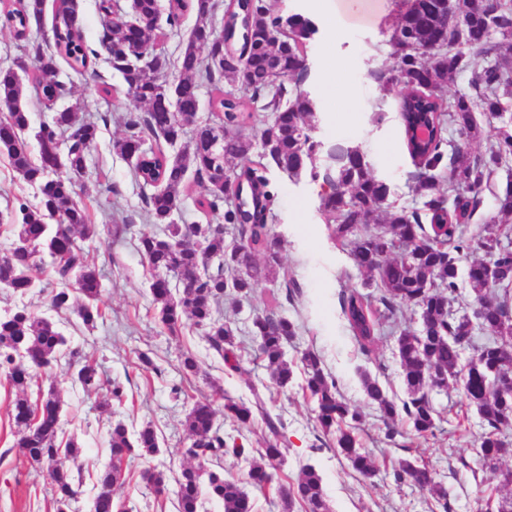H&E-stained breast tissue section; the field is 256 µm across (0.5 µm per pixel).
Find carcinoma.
I'll use <instances>...</instances> for the list:
<instances>
[{
  "label": "carcinoma",
  "mask_w": 512,
  "mask_h": 512,
  "mask_svg": "<svg viewBox=\"0 0 512 512\" xmlns=\"http://www.w3.org/2000/svg\"><path fill=\"white\" fill-rule=\"evenodd\" d=\"M188 4L196 12L197 23L175 64L180 112L163 105L167 91L153 72L160 57L156 35L147 32L138 50L132 52L126 29L102 24L101 42L112 53V68L128 91L146 105L145 111L126 116L129 135L115 141L114 149L129 156L145 131L167 142L180 140L185 126L194 122L192 109L199 103L203 83L217 87L226 78L237 83V91H222L212 101L219 121L197 127L181 155L171 160L164 152L151 150L135 164L139 181L154 188L145 197L146 219L161 226L160 233L145 232L139 240L141 256L153 271L152 294L162 304L159 320L171 333L181 328L183 319L193 320L209 348L230 370L237 371V329L231 321L215 317L220 302L226 296L250 294L259 278L269 275L282 276L291 292L299 291L297 282L288 279V271L281 270L278 239L271 227L275 192L270 173L278 169L299 174L317 148L309 124L315 103L300 88L308 67H292L294 57L307 58L317 28L301 14L284 18L266 5L257 10L250 3H238L234 10H224V38L238 43L234 32L237 18L243 14L242 8H248L249 53L243 65L226 66L224 59L216 57L220 50L210 42L213 28L209 19L217 0H169L171 23H178ZM45 7L46 0H26L24 16L19 18L13 11L0 13V26L16 39L25 40L32 26L42 24ZM76 14L74 0H56L54 52L47 55L41 47H34L41 72L39 85L48 107L64 93V87L54 80L56 58L77 71L88 69L95 57ZM497 35L512 43V0H496L494 5L488 0H463L458 12L446 0H412L390 39L398 80L386 82L383 89L389 92L395 85L400 87L399 118L405 147L416 167L414 190L421 206H397L389 199L387 184L371 174L363 154L350 149L343 154L336 176L323 177L320 211L332 240L346 249L354 267L371 276L363 284L368 292L350 289L339 296L342 318L360 353L370 355L383 322L394 318L402 307H416L420 312L417 325L396 338V356L407 393L402 404L391 399L370 373L359 372L368 403L389 424L387 436L396 434L391 424L400 417L415 434H434L440 415L433 394L458 387L483 423L477 440L478 463L498 479L496 512H512V469L502 467L504 457L512 455L506 433L512 429V391L497 387L500 377L512 376V238L499 228L473 231L468 225L484 186L503 163L512 160V129L506 125L484 154L473 157L468 151L470 141L481 136L474 123V109L479 106L501 116L512 107V76L495 60L483 65L471 62V58L486 57L497 49ZM203 47L209 48V54L201 55ZM467 71L476 98L446 96L448 77ZM22 97V84L15 73L0 71V107L7 111V117L0 120V155L38 190V203H20V218L11 222L15 240L10 253L0 258V288L26 296L40 287L33 271L47 268L65 284L53 293L52 307L57 311L75 307L83 324L92 327L102 316L97 305L101 276L76 238L96 236L98 225L91 222L86 206L74 198L71 181L51 176L46 163L54 158L62 145L60 136L66 132L64 167L73 176H81L99 127L70 108L58 111L49 129L33 134L38 147L35 158L25 138L30 119ZM259 101L272 113V119L251 138L231 134L232 128L243 126L250 118L249 105ZM446 120L458 127L462 142L448 143ZM426 125L435 135L423 140L416 131ZM190 171L198 181L209 183L208 193L196 204L212 213L219 211L226 199L221 185L224 173L233 175L242 187L243 198L224 211V224L171 223L181 208L179 188ZM497 208L504 223L512 222V185L497 196ZM375 220L380 228L371 232L368 224ZM226 224L244 229L250 253L262 257L264 265L254 263L246 272L239 269L233 251L224 247ZM480 251L497 257L494 276H488L478 260L461 269L462 261ZM462 270L477 304L478 327L491 335L481 344L474 341L476 326L470 318L454 310ZM171 271L179 276L181 287L176 290L166 278ZM371 287L377 293L370 292ZM297 330L294 321L272 312L252 320L258 354L266 361L273 383L287 387L295 367H300L303 390L315 404L318 426L322 432L336 435V452L351 469L370 479L375 475L374 461L354 435L360 414L340 394L322 356L308 349L298 365L285 357L284 345ZM467 345L473 347L474 354L463 364L461 352ZM66 355L73 358L75 351L67 350L65 337L51 319L26 305L0 313V372L18 390L10 410L16 428L13 447L31 465L47 471L56 512H65L81 494V480L61 462L63 455L76 457L79 444L73 437L63 445L57 442L62 427L58 393L50 390L33 400L27 389L37 371ZM73 382L86 391L99 387L96 365L87 360L78 363ZM255 407L262 408L258 395L252 406L225 402L224 413L247 425ZM216 415L215 399L203 396L194 401L185 417L184 427L191 438L185 455L191 464L182 469L177 481V512H199L205 496L222 501L224 512H254L255 503L246 486L263 491L273 483L271 469L282 457L280 422L265 415L269 438L257 460L244 448H227L224 433L215 424ZM108 445L110 463L98 477L94 512H125L123 503L114 498L123 463L158 452V436L150 426L132 434L119 421L108 431ZM228 451L248 464L246 482L209 467ZM394 478L398 483L412 480L430 494L442 512H448V489L432 470L402 460ZM140 479L158 495L166 489L164 472L155 468L141 471ZM279 493L283 512H292L296 503L304 512H329L322 476L311 465L303 466L298 480L280 487Z\"/></svg>",
  "instance_id": "cac0c4a2"
}]
</instances>
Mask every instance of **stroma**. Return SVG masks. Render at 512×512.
<instances>
[{
  "label": "stroma",
  "instance_id": "obj_1",
  "mask_svg": "<svg viewBox=\"0 0 512 512\" xmlns=\"http://www.w3.org/2000/svg\"><path fill=\"white\" fill-rule=\"evenodd\" d=\"M409 3L365 0L363 12L351 15L344 9V0H273L279 14L304 15L318 28L307 54L309 75L302 84L316 103L311 135L319 144L318 170L338 169L334 153L359 149L372 174L389 185L392 201L412 207L417 202L412 190L415 166L403 141L398 95L384 92L375 78L379 72H394L389 40ZM77 4L78 20L97 60L93 68L80 73L66 63L58 64L57 79L66 92L55 109L78 108L80 117L99 124L87 168L83 176L73 179L72 189L100 229L98 237L83 241L82 246L102 276L98 302L102 317L89 329L76 311H54L50 298L57 283L46 270L37 273L43 292L21 298L0 289V311L24 304L52 319L70 348L98 367L102 382L98 390L87 393L75 385L72 368L62 360L42 373L36 387L28 391L32 397L51 388L60 393L63 432L76 436L81 445L82 493L68 512H93L97 472L110 460L107 431L118 421L132 433L152 426L160 450L127 461L128 478L116 488V496L126 502L129 512H175L181 450L188 443L185 414L194 397L212 394L217 387L238 402L249 401L255 388L261 394H273L266 407L283 423V463L277 476L289 483L297 479L303 465H315L324 478L330 512H430L433 501L427 492L394 480L393 471L404 459L430 464L448 489L451 512H488V496L496 479L470 468L476 460L474 440L482 423L459 391L437 396L441 421L436 434L427 437L415 436L402 422L398 435L387 439V425L367 403L358 376L362 369L378 379L395 401L407 397L395 353L396 329H384L370 356L359 352L341 317L338 297L341 291L361 287L365 277L331 241L319 212V184L309 171L297 176L277 170L271 174L277 190L272 230L280 242L282 265L299 282L300 295L287 299L281 281L263 279L249 297L237 304L224 300L216 312L240 330L239 372L225 374L222 360L209 351L202 331L192 321H185L174 334L162 326L160 305L150 290L152 274L138 251L141 233L150 229L144 220L145 191L135 177L133 160L113 147L114 141L126 135L127 113L144 111L145 106L128 93L100 44L102 20L97 0H77ZM53 46L51 18H44L24 41L0 28V69L15 67L20 60L28 65L21 76L23 101L35 127L50 121L54 109H46L36 98L33 86L40 72L34 50L39 47L49 52ZM117 224L123 227L118 234L113 231ZM266 312L286 316L298 326L288 345V359L299 360L309 349L320 353L341 395L360 413L355 433L376 463L372 478L359 477L337 455L335 436L320 431L314 404L300 382L274 389L248 334L252 318ZM142 354L151 359V366L140 364ZM187 354L200 367L199 374L190 379L181 369ZM113 381L124 388L122 401L108 399L107 385ZM176 386L181 389L177 395L172 392ZM15 397V389L0 377V512H54L45 474L27 465L12 447L10 408ZM148 466L165 473L164 497H157L140 482L139 473Z\"/></svg>",
  "mask_w": 512,
  "mask_h": 512
}]
</instances>
